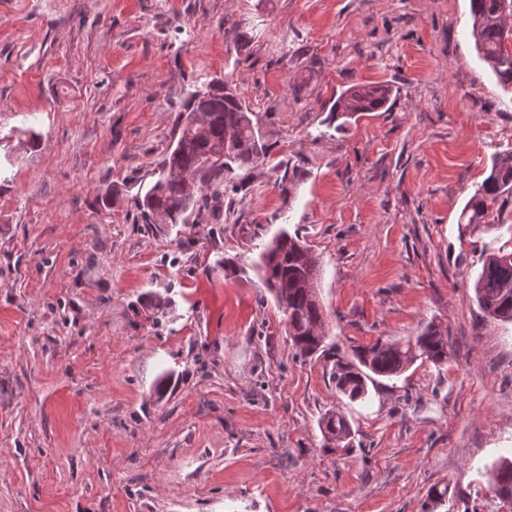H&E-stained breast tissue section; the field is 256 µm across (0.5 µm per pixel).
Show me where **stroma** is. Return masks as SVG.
<instances>
[{
    "label": "stroma",
    "instance_id": "obj_1",
    "mask_svg": "<svg viewBox=\"0 0 512 512\" xmlns=\"http://www.w3.org/2000/svg\"><path fill=\"white\" fill-rule=\"evenodd\" d=\"M471 23L469 0H0V512H512L485 476L512 454V324L473 288L498 234L458 228L512 92ZM214 78L269 157L216 226L152 233L136 196ZM363 85L385 109L329 125ZM283 230L339 354L433 323L447 364L338 395L255 268ZM322 422H325V429L331 438V441H336L346 444L349 443L351 438L352 429L347 419L341 414H326Z\"/></svg>",
    "mask_w": 512,
    "mask_h": 512
}]
</instances>
